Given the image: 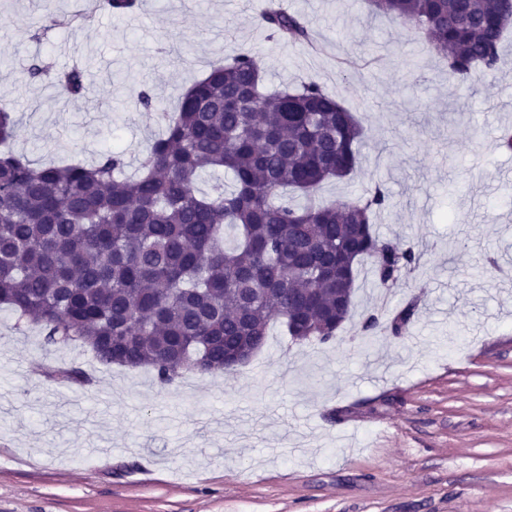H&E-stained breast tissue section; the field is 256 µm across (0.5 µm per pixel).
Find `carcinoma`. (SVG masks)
Instances as JSON below:
<instances>
[{
    "mask_svg": "<svg viewBox=\"0 0 512 512\" xmlns=\"http://www.w3.org/2000/svg\"><path fill=\"white\" fill-rule=\"evenodd\" d=\"M421 37L466 85L492 72L512 0H366ZM115 17L139 0H102ZM271 35L311 44L302 18L261 15ZM62 98L86 91L74 66L50 74ZM19 120L0 107V147ZM363 128L316 82L268 91L255 58L235 53L180 96L165 131L139 163L122 149L90 164L36 166L0 150V306L40 327L46 347L78 344L103 365L150 367L158 382L226 371L224 349L258 352L278 321L298 344H326L348 319L358 267L370 262L387 288L420 254L381 237L375 218L388 195L298 205L356 167ZM228 170L232 187L210 195L204 172ZM414 305L370 313L360 333L399 336Z\"/></svg>",
    "mask_w": 512,
    "mask_h": 512,
    "instance_id": "cac0c4a2",
    "label": "carcinoma"
}]
</instances>
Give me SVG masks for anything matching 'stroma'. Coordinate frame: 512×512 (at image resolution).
I'll return each instance as SVG.
<instances>
[{"mask_svg":"<svg viewBox=\"0 0 512 512\" xmlns=\"http://www.w3.org/2000/svg\"><path fill=\"white\" fill-rule=\"evenodd\" d=\"M0 0V107L10 148L41 164L124 149L143 158L179 94L213 64L251 53L266 89L315 81L359 117V163L324 202L384 185V237L422 251L389 290L359 270L334 342L297 345L280 324L235 373L161 386L147 368L84 348H44L0 309V512H512V30L495 71L468 87L398 21L364 0H288L317 43L271 38L265 0H140L128 23L95 0ZM44 62L88 70L61 100ZM148 90L156 108L134 94ZM495 260V277L483 275ZM415 303L400 336L364 345L367 312ZM81 368L85 384L58 369Z\"/></svg>","mask_w":512,"mask_h":512,"instance_id":"1","label":"stroma"}]
</instances>
